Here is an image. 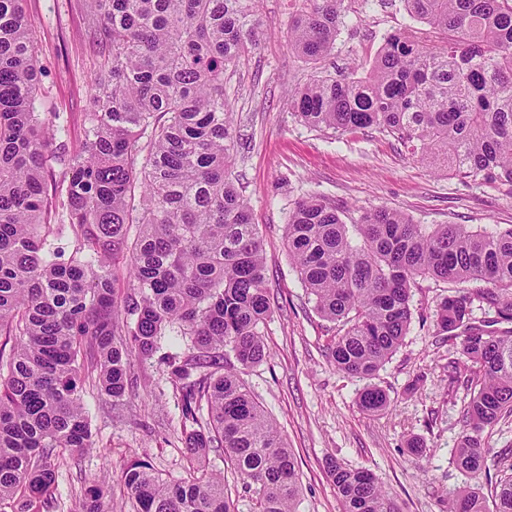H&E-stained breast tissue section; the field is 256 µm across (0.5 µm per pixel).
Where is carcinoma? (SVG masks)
<instances>
[{
	"label": "carcinoma",
	"mask_w": 512,
	"mask_h": 512,
	"mask_svg": "<svg viewBox=\"0 0 512 512\" xmlns=\"http://www.w3.org/2000/svg\"><path fill=\"white\" fill-rule=\"evenodd\" d=\"M85 2L94 107L80 144L52 149L67 129L40 93L34 21L24 0H0V512L57 507L56 468L92 444L84 384L121 404L129 357H153L166 336L184 346L167 359L188 476L169 483L130 463L135 512H234L224 477L205 468L213 448L254 487V512H295V454L240 377L265 358L271 314L224 103V73L258 46L254 0ZM404 3L424 27L385 37L359 76L319 67L346 0H299L288 47L314 70L292 110L314 130L386 132L438 170L512 192V0ZM286 246L336 324L331 361L353 378H373L401 346L420 282L460 285L435 314L460 345L449 385L469 394L454 461L475 481L492 461L503 473L493 512H512V451L483 440L512 424V225L416 224L384 208L348 224L314 195L289 213ZM476 307L508 327L484 329ZM388 405L375 385L358 395L363 412ZM326 467L343 512H395L371 472ZM73 512H107L104 486L85 488ZM448 512H488L486 498L467 491Z\"/></svg>",
	"instance_id": "1"
}]
</instances>
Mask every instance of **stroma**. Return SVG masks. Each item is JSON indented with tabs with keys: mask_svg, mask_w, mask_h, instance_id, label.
Here are the masks:
<instances>
[{
	"mask_svg": "<svg viewBox=\"0 0 512 512\" xmlns=\"http://www.w3.org/2000/svg\"><path fill=\"white\" fill-rule=\"evenodd\" d=\"M26 7L36 25L41 93L60 113L71 141H80L83 115L93 106L88 83L96 66L84 8L80 0H27ZM255 12L259 47L225 75L224 97L237 136L232 175L263 239L273 313L267 355L242 378L297 458L301 494L295 512H343L325 467L331 457L372 472L399 512H446L450 497L475 486L453 462L466 393L449 394L448 360L459 350L438 336L435 325L436 305L453 284L428 280L415 290L410 329L373 380L390 404L363 413L356 400L364 382L331 362L336 327L315 313L288 257L285 226L296 202L310 195L334 201L349 224L383 207L418 224L512 225V193L423 165L376 129L341 134L301 125L288 92L308 82L311 69L287 43L296 0H255ZM410 22L403 0L385 6L352 0L325 69L364 72L384 36ZM131 374L133 387L120 406L86 390L92 447L59 467L55 512H69L95 480L107 484L111 512H134L122 472L135 458L151 462L167 481L185 478L183 420L168 364L157 356L135 358ZM415 438L431 449L430 457L411 452Z\"/></svg>",
	"mask_w": 512,
	"mask_h": 512,
	"instance_id": "35a3bbf8",
	"label": "stroma"
}]
</instances>
